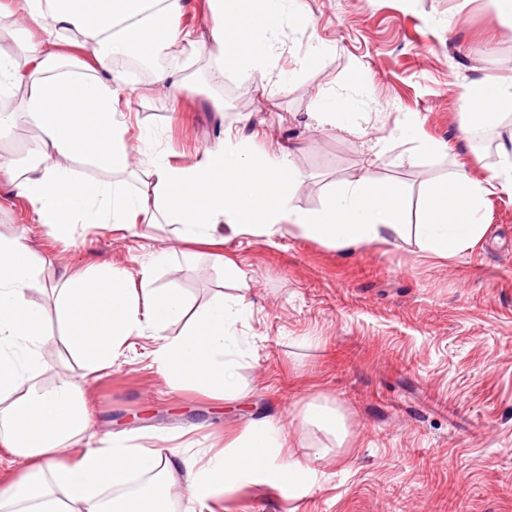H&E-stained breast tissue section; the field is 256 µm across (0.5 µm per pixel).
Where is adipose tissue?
<instances>
[{
  "instance_id": "adipose-tissue-1",
  "label": "adipose tissue",
  "mask_w": 512,
  "mask_h": 512,
  "mask_svg": "<svg viewBox=\"0 0 512 512\" xmlns=\"http://www.w3.org/2000/svg\"><path fill=\"white\" fill-rule=\"evenodd\" d=\"M206 4L210 25L200 36L178 27L186 0H19L18 12L0 9V36L15 34L20 19L40 31L36 39L0 48V99H19L0 113V135L29 123L39 131L27 162L6 167L15 195L60 236L74 224L128 227L148 213L197 242L214 241L222 227L269 238L291 228L346 251L403 236L406 192L399 185L380 186L363 173L334 189L321 208L304 209L294 203L302 178L290 146L260 165L252 136L228 132L196 164L175 166L152 154L143 129L117 120L124 88L109 78L113 57L135 51L157 57L187 47L214 61L215 80H223L229 57L240 74L250 76L265 72L283 20H305L300 0ZM69 32L80 35L79 51L92 55L74 70L63 67L61 37ZM466 107L462 134L469 138L496 121L500 110L512 109V81L474 82ZM136 152L150 157L154 180L135 193L111 182L85 183L67 165L83 156L120 172ZM500 156L484 178L456 170L448 191L425 200L413 228L424 250L451 257L484 237L487 197L512 193V146H501ZM43 264L28 243L0 236V447L25 463L0 489V512H172L170 489L180 480L188 492L185 512H206L214 496L245 477L292 486L311 473L321 451L300 461L288 454L284 431L268 421L251 423L239 439L204 460L126 438L69 454L67 442L84 437L91 420L75 383L63 379L41 388L35 382L51 317L64 320L66 343L88 373L110 368L131 338L149 334L160 339L152 356L171 383L224 398L235 392L237 340L231 328L248 306V283L233 262L222 261L237 295L215 298L191 313L178 289L152 287L153 266L143 267L138 288L126 271L102 266L90 278L62 274L49 312L26 295ZM181 321L184 332L167 336Z\"/></svg>"
}]
</instances>
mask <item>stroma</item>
Here are the masks:
<instances>
[{
    "instance_id": "1",
    "label": "stroma",
    "mask_w": 512,
    "mask_h": 512,
    "mask_svg": "<svg viewBox=\"0 0 512 512\" xmlns=\"http://www.w3.org/2000/svg\"><path fill=\"white\" fill-rule=\"evenodd\" d=\"M302 5L308 25L283 23L264 74L246 78L228 67L217 82L205 56L180 48L160 56L159 66L185 79L178 106L153 78L121 71L132 90L124 119L151 130L156 149L178 166L197 163L230 128L254 134L260 156L291 142L303 176L295 203L307 209L364 171L379 184H401L419 204L452 171L479 178L498 164L512 110L490 125L487 147L460 137L471 82L512 78V25L493 0ZM317 43L328 51L310 58ZM323 95L335 100L337 120L357 122L361 134L316 125L311 114ZM407 117L421 142L394 136ZM425 140L439 150H423ZM71 167L84 181L131 192L151 178L143 156L129 172L88 160ZM485 214L483 239L452 258L422 251L410 233L353 251L294 231L225 234L223 253L250 285L249 310L236 325L243 354L235 399L172 386L150 357L151 336L134 338L109 370L86 375L55 322L36 383H77L103 440L134 437L199 456L266 420L284 429L296 456L326 449L297 485L249 477L211 500V512H448L457 487L467 512H512V195L490 196ZM0 235L25 239L45 258L27 296L47 308L62 271L110 264L135 278L160 254L154 287L178 288L190 307L236 292L210 247L180 240L176 225L75 224L58 237L3 182ZM310 401L343 415V443L304 423Z\"/></svg>"
}]
</instances>
